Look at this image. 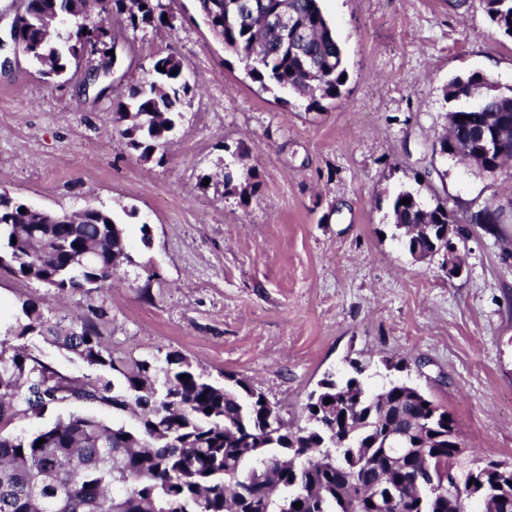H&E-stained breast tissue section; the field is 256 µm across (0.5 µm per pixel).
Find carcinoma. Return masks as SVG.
<instances>
[{
  "label": "carcinoma",
  "instance_id": "cac0c4a2",
  "mask_svg": "<svg viewBox=\"0 0 512 512\" xmlns=\"http://www.w3.org/2000/svg\"><path fill=\"white\" fill-rule=\"evenodd\" d=\"M25 0L17 22L36 44L30 57L44 74L60 77L112 19L162 26L152 0ZM211 34L235 54L252 81L295 93L307 109L341 97L347 74L343 52L319 0H198ZM492 22L512 38V0H487ZM284 7L310 39L292 49L259 15ZM165 71L158 70V67ZM177 74H172V71ZM188 91L181 60L169 53L130 87L113 113L126 146L149 160L176 128V108ZM482 94L475 108L448 113L450 135L440 152L484 168L490 159L478 135L509 143L512 160V88L472 73L452 79L448 100ZM410 199L403 204L401 200ZM25 212H20V209ZM392 221L408 251H430L429 225L457 224L445 200L425 206L402 190L390 201ZM473 224H499L492 202L470 215ZM130 262L122 225L104 208H85L81 224H44L27 204L0 193V272L33 280L56 293L89 294L105 287ZM16 339L36 335L71 353L94 377H68L33 355L24 344L0 339V512H348L351 494L392 490L405 512H448L431 495L453 455L448 435L460 433L441 406L433 416L425 400L400 384L377 392L350 377L326 378L308 395L306 424L278 419L268 430L271 405L245 378L217 384L176 351L164 356H114L100 334L103 316L90 305L66 329L45 318L39 302H21ZM331 399L325 403V399ZM65 399L98 402L115 412L139 410L137 424L107 425L95 416L71 414L30 434L6 429L26 415H42ZM407 434L396 457L388 434ZM44 440L36 446L38 440ZM300 508H294L295 503Z\"/></svg>",
  "mask_w": 512,
  "mask_h": 512
}]
</instances>
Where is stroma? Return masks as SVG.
Here are the masks:
<instances>
[{
	"label": "stroma",
	"mask_w": 512,
	"mask_h": 512,
	"mask_svg": "<svg viewBox=\"0 0 512 512\" xmlns=\"http://www.w3.org/2000/svg\"><path fill=\"white\" fill-rule=\"evenodd\" d=\"M169 27L113 22L110 90L86 87L102 51L87 48L59 80L23 51L0 67V192L37 208L110 210L132 263L105 288L55 297L0 276V335L21 300L61 326L102 307L118 354L180 352L214 380L249 379L301 422L325 374L357 359L376 391L406 381L456 418L465 463H512V220L466 224L460 275L443 256L416 261L395 237L402 190L457 211L492 200L512 213V166L495 178L433 153L452 78L475 72L512 87V38L486 0H321L348 80L325 111L247 77L202 22L196 0H153ZM175 54L190 85L179 125L150 161L126 146L118 102L158 57ZM251 182L249 197L224 185ZM72 413L134 425L128 412L65 401L12 424L31 433Z\"/></svg>",
	"instance_id": "obj_1"
}]
</instances>
